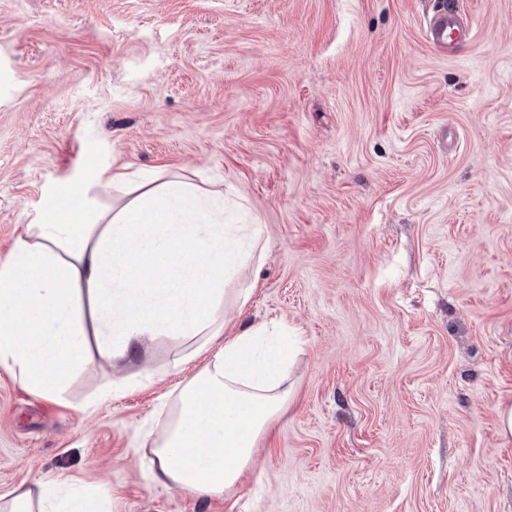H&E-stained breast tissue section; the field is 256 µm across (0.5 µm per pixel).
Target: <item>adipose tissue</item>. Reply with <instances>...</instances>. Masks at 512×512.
I'll use <instances>...</instances> for the list:
<instances>
[{
  "label": "adipose tissue",
  "mask_w": 512,
  "mask_h": 512,
  "mask_svg": "<svg viewBox=\"0 0 512 512\" xmlns=\"http://www.w3.org/2000/svg\"><path fill=\"white\" fill-rule=\"evenodd\" d=\"M130 186L138 194L120 208L99 198ZM75 190L78 209L45 207L0 260V366L56 399L75 372L123 364L159 337L174 342L177 363L207 355L143 444L156 482L223 495L292 392L297 340L285 323L225 333L224 277L261 260L263 230L229 238L223 205L157 174L101 167ZM111 502L103 486L42 478L0 499V512H111Z\"/></svg>",
  "instance_id": "obj_1"
}]
</instances>
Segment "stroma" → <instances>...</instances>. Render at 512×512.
Returning <instances> with one entry per match:
<instances>
[{"instance_id": "obj_1", "label": "stroma", "mask_w": 512, "mask_h": 512, "mask_svg": "<svg viewBox=\"0 0 512 512\" xmlns=\"http://www.w3.org/2000/svg\"><path fill=\"white\" fill-rule=\"evenodd\" d=\"M457 2L476 35L444 55L436 0H0V258L93 167L184 178L263 229L260 272L224 281L230 327L303 342L218 497L142 460L204 358L159 339L57 400L0 367V495L50 474L112 512H512V0Z\"/></svg>"}]
</instances>
